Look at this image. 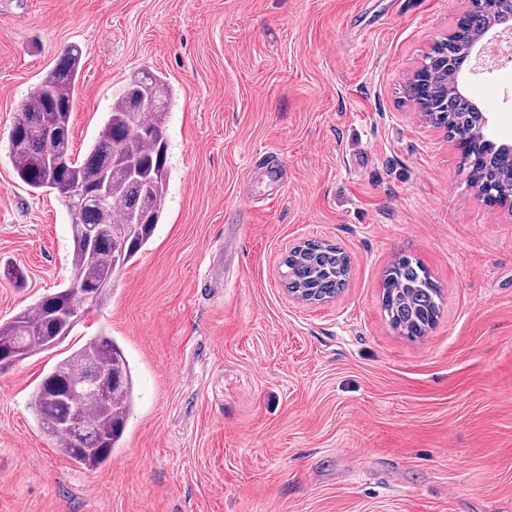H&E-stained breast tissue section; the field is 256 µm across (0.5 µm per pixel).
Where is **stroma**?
<instances>
[{"label":"stroma","mask_w":512,"mask_h":512,"mask_svg":"<svg viewBox=\"0 0 512 512\" xmlns=\"http://www.w3.org/2000/svg\"><path fill=\"white\" fill-rule=\"evenodd\" d=\"M463 0H0V321L72 276L71 217L17 177L8 134L70 44L83 157L112 95L147 68L172 88L164 216L59 351L0 373V512H512V208L489 206L455 142L404 88ZM512 142V58L465 75ZM288 184L263 202L252 163ZM341 247L349 282L308 303L282 261ZM419 258L439 285L411 338L382 279ZM112 336L136 403L107 465L72 463L32 394L62 352ZM256 168L260 177L278 182L282 187L288 183V165L278 153H269L261 157Z\"/></svg>","instance_id":"1"}]
</instances>
